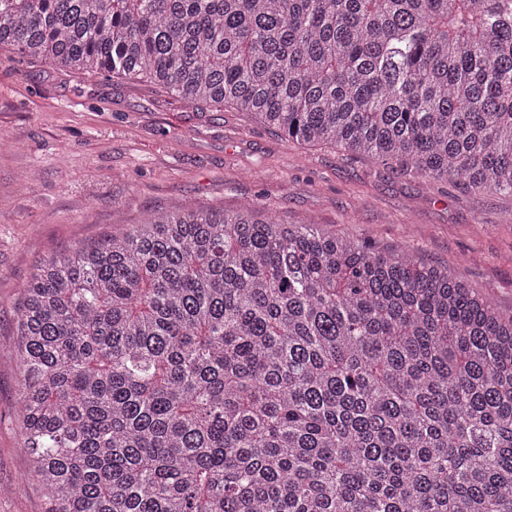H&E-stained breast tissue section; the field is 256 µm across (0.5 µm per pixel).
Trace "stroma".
Segmentation results:
<instances>
[{"label": "stroma", "instance_id": "35a3bbf8", "mask_svg": "<svg viewBox=\"0 0 512 512\" xmlns=\"http://www.w3.org/2000/svg\"><path fill=\"white\" fill-rule=\"evenodd\" d=\"M0 512H43L24 482L18 298L39 259L160 208L248 204L410 247L512 314V196L285 139L254 115L0 50Z\"/></svg>", "mask_w": 512, "mask_h": 512}]
</instances>
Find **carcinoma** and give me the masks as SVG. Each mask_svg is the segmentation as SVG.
<instances>
[{"mask_svg":"<svg viewBox=\"0 0 512 512\" xmlns=\"http://www.w3.org/2000/svg\"><path fill=\"white\" fill-rule=\"evenodd\" d=\"M0 49L512 196V0H0ZM17 336L43 512H512V315L408 248L153 211Z\"/></svg>","mask_w":512,"mask_h":512,"instance_id":"obj_1","label":"carcinoma"}]
</instances>
